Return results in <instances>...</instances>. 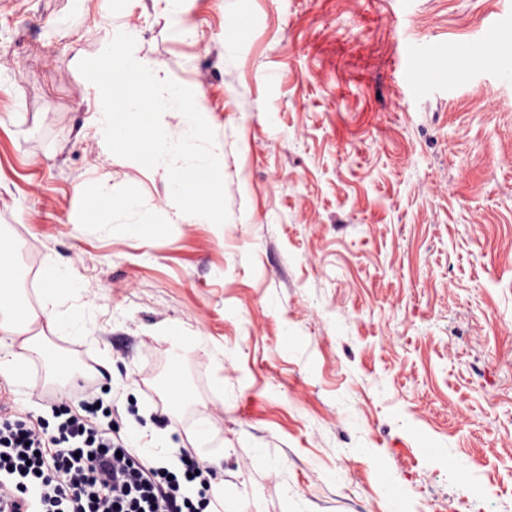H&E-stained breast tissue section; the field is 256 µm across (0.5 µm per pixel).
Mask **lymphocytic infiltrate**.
Segmentation results:
<instances>
[{"mask_svg":"<svg viewBox=\"0 0 512 512\" xmlns=\"http://www.w3.org/2000/svg\"><path fill=\"white\" fill-rule=\"evenodd\" d=\"M96 389L56 395L53 427L0 415V512H206L207 462L183 448L173 466L143 464L99 419Z\"/></svg>","mask_w":512,"mask_h":512,"instance_id":"lymphocytic-infiltrate-1","label":"lymphocytic infiltrate"}]
</instances>
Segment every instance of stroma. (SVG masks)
<instances>
[{"mask_svg": "<svg viewBox=\"0 0 512 512\" xmlns=\"http://www.w3.org/2000/svg\"><path fill=\"white\" fill-rule=\"evenodd\" d=\"M100 2L0 0V239L34 259L12 306L38 308L34 280L95 311L94 339L0 349L42 371L6 382L7 414L52 420L45 396H79L92 361L121 435L223 433L224 512H390L394 491L479 512L474 477L512 512V0H110L224 133L220 226L97 132L78 64ZM129 198L152 209L137 232L107 214Z\"/></svg>", "mask_w": 512, "mask_h": 512, "instance_id": "35a3bbf8", "label": "stroma"}]
</instances>
